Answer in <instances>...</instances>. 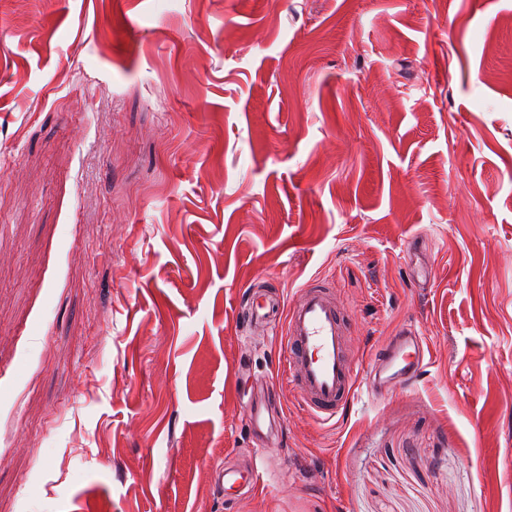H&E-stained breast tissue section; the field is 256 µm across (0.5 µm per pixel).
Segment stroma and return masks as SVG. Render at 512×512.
<instances>
[{
	"mask_svg": "<svg viewBox=\"0 0 512 512\" xmlns=\"http://www.w3.org/2000/svg\"><path fill=\"white\" fill-rule=\"evenodd\" d=\"M311 281L427 366L225 501ZM0 512H512V0H0ZM283 311L281 295L269 298L262 288H253L248 308L239 312V316L244 320L247 318L248 321H264L270 325L274 334L278 335L277 327Z\"/></svg>",
	"mask_w": 512,
	"mask_h": 512,
	"instance_id": "stroma-1",
	"label": "stroma"
}]
</instances>
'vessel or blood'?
Listing matches in <instances>:
<instances>
[{
	"mask_svg": "<svg viewBox=\"0 0 512 512\" xmlns=\"http://www.w3.org/2000/svg\"><path fill=\"white\" fill-rule=\"evenodd\" d=\"M243 316L273 328L284 326L282 379L324 424L343 413L358 393L380 398L411 387L426 366V340L411 324L371 353L367 364L350 361L344 307L331 289L317 284H305L288 305L282 297L253 289ZM255 457L250 466L228 464L218 472L225 490L238 493L262 483L267 471L264 449H256Z\"/></svg>",
	"mask_w": 512,
	"mask_h": 512,
	"instance_id": "vessel-or-blood-1",
	"label": "vessel or blood"
}]
</instances>
